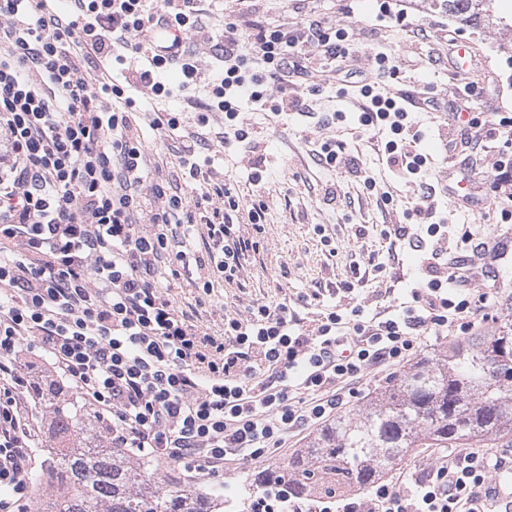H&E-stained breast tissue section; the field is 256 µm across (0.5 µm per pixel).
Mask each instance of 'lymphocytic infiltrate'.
<instances>
[{
  "mask_svg": "<svg viewBox=\"0 0 512 512\" xmlns=\"http://www.w3.org/2000/svg\"><path fill=\"white\" fill-rule=\"evenodd\" d=\"M0 0V512L29 496L37 406L22 353L48 361L97 408L112 445L163 457L189 481L225 467L264 463L290 429L333 418L344 392L382 367H400L422 337L489 323L493 268L503 254L481 225L433 221L430 192L410 203L414 224L393 230L418 252L410 301L367 313L328 304L307 314L288 302L224 322L223 337L191 323L156 275L210 266L205 291L236 277L260 249L266 205L241 201L198 162L211 115L240 143L252 133L237 100L300 110L287 92L311 74L310 58H353L346 29L315 18L303 28L228 23L203 64L194 39L206 33L200 0ZM167 18L177 60L148 59L140 39ZM174 73L165 86L159 71ZM279 97H271L270 85ZM172 98L199 93L194 123L155 113L153 128L177 143L189 193L152 177L128 90ZM359 123L389 129L387 166L417 180L428 158L406 110L363 85ZM247 210L254 236L238 228ZM205 257L188 262L196 222ZM488 283L474 293L475 279ZM306 399H299V392ZM506 459L449 448L430 467L367 493L336 498L258 495L259 512H512V491L494 480Z\"/></svg>",
  "mask_w": 512,
  "mask_h": 512,
  "instance_id": "1",
  "label": "lymphocytic infiltrate"
}]
</instances>
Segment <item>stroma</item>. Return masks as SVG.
<instances>
[{"label": "stroma", "instance_id": "1", "mask_svg": "<svg viewBox=\"0 0 512 512\" xmlns=\"http://www.w3.org/2000/svg\"><path fill=\"white\" fill-rule=\"evenodd\" d=\"M403 5V23L378 32L377 0H203L204 19L213 24L226 19L303 25L315 14L346 28L358 48L352 75H336L335 62L318 57L313 66L319 77L289 87V97L303 101L305 115L291 111L274 117L246 101L240 112L253 131L250 148L213 140L203 149L210 170L223 174L236 195L266 204L263 247L246 256L233 282L207 293L199 287L200 270L176 280L168 269L158 273L177 304H197L199 323L211 332L222 333L226 319L286 297L309 302L317 296L368 310L392 304L393 288L415 276L418 260L393 243L389 232L408 223L409 200L427 184L435 189L437 217L452 224H481L492 239L512 241V223H501L494 205L462 209L448 192L443 174L458 170L462 156L445 154L439 139L444 127L436 112L440 106L459 105L481 117L512 113V24L473 28L433 8L430 0H403ZM445 29L471 45L474 59L468 70L449 62L441 38ZM378 54L387 56L389 64L381 75L371 68ZM364 84L377 94L404 97L425 130L423 147L433 163L423 181L393 174L382 159L384 133L359 129L356 113ZM332 112L345 113V121L329 128L317 123L316 114ZM331 137L342 141L344 150L329 167L318 163L312 151ZM257 169L262 172L258 182L252 179ZM329 186L337 191L331 202L324 199ZM345 284L352 285V292H342Z\"/></svg>", "mask_w": 512, "mask_h": 512}]
</instances>
